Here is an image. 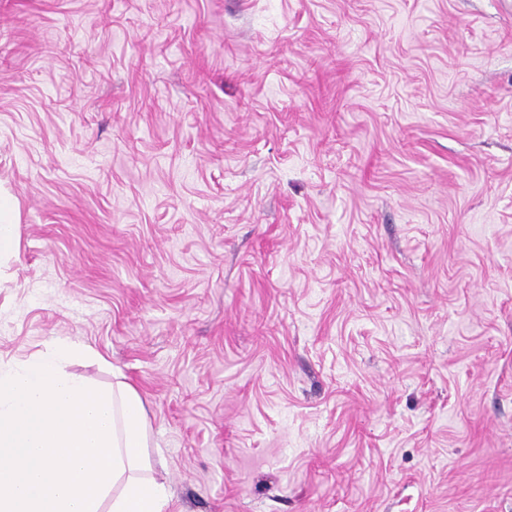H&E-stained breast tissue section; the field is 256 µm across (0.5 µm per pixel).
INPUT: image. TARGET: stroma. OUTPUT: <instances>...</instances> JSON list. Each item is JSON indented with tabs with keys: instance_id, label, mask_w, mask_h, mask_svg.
<instances>
[{
	"instance_id": "35a3bbf8",
	"label": "stroma",
	"mask_w": 512,
	"mask_h": 512,
	"mask_svg": "<svg viewBox=\"0 0 512 512\" xmlns=\"http://www.w3.org/2000/svg\"><path fill=\"white\" fill-rule=\"evenodd\" d=\"M0 194L173 512H512V0H0Z\"/></svg>"
}]
</instances>
